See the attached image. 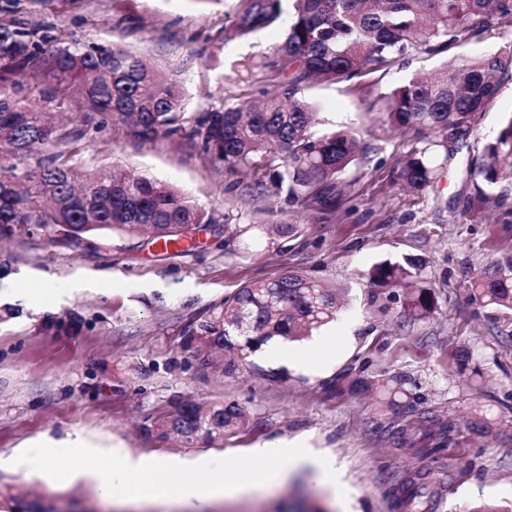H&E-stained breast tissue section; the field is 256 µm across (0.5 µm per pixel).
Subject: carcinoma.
I'll list each match as a JSON object with an SVG mask.
<instances>
[{"label":"carcinoma","instance_id":"cac0c4a2","mask_svg":"<svg viewBox=\"0 0 512 512\" xmlns=\"http://www.w3.org/2000/svg\"><path fill=\"white\" fill-rule=\"evenodd\" d=\"M229 29L237 37L285 26L282 44L245 65L259 86L252 100L219 99L186 111L184 81L160 76L141 55L118 43L73 38L61 42L22 15L18 0H0V238L18 230L77 250L98 235L151 241L184 238L214 214L174 186L110 167L88 171L74 182L71 157L61 151L120 127L130 142L159 138L192 143L215 168L262 174L292 201L318 193L336 198L339 176L369 150L359 132L340 129L315 135L313 106L303 95L311 83L352 82L385 71L410 51L445 52L467 36L512 18V0H237ZM512 74V46L479 56L458 55L440 76H419L384 96L389 123L413 127L419 139L397 177L417 194L426 191L468 145L479 115ZM62 81L47 86L41 104L20 96L24 80ZM512 174V115L494 140L467 161L465 179L474 189L468 212H481L489 190ZM414 263H383L371 273L377 284L397 281L408 291L409 312L430 310L427 287ZM487 306L512 312V256L490 261L472 286ZM336 290L297 271L239 288L186 329L187 347L203 356L231 352L232 374L257 371L253 356L273 338L297 340L336 317ZM387 406L406 403L403 379L382 385ZM247 414L232 401L174 398L151 423L160 439L171 435L186 447L224 439L245 426ZM433 481L402 489L405 506L419 512ZM0 512H33L0 490Z\"/></svg>","mask_w":512,"mask_h":512}]
</instances>
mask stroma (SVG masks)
<instances>
[{"label":"stroma","mask_w":512,"mask_h":512,"mask_svg":"<svg viewBox=\"0 0 512 512\" xmlns=\"http://www.w3.org/2000/svg\"><path fill=\"white\" fill-rule=\"evenodd\" d=\"M236 0H28L31 18L53 34L122 41L159 71L181 69L190 110L218 97L253 96L249 79L228 80L231 64L256 60L285 38L281 28L248 38L224 32ZM443 56L415 51L390 69L355 82L307 92L316 131L352 127L374 150L339 178L334 210L313 199L290 203L241 171L214 169L185 141L133 144L110 130L72 148L81 171L117 166L176 185L217 221L188 234L180 251H159L148 237H108L74 251L24 234L0 242V457L79 437L110 460L119 448L135 457L192 463L211 456L241 473L252 449L299 441L335 457L339 491L304 470L262 495L212 501L207 512H407L402 486L418 476L442 480L430 512H472L482 502L512 503V314L485 307L471 282L488 261L512 254V182L487 211L464 216L472 185L463 181L468 153H480L512 115V77L482 112L469 140L426 192L406 190L396 164L416 141L390 126L384 96L417 75H436ZM292 224L293 236L261 232ZM419 262L415 273L433 298L409 315L406 291L373 284L383 262ZM294 270L341 291L334 323L317 330L306 364L275 363L263 353L261 374L198 370L185 349V328L245 284ZM92 288H76L81 275ZM286 380L274 379V372ZM407 379L405 408L387 407L379 385ZM362 377L371 389L345 391ZM234 401L249 422L224 440L186 448L146 433L148 418L173 396ZM426 417L431 434L403 447L399 431ZM180 474L135 488L107 506L96 481H51L0 468V488L27 503L73 512H189L172 503Z\"/></svg>","instance_id":"1"}]
</instances>
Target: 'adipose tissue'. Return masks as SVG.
I'll list each match as a JSON object with an SVG mask.
<instances>
[{
    "instance_id": "obj_1",
    "label": "adipose tissue",
    "mask_w": 512,
    "mask_h": 512,
    "mask_svg": "<svg viewBox=\"0 0 512 512\" xmlns=\"http://www.w3.org/2000/svg\"><path fill=\"white\" fill-rule=\"evenodd\" d=\"M254 458L262 460L263 466L251 477L241 476L235 468L225 466L222 460L205 458L199 460L202 467L215 474L216 479L207 491H200L193 478L195 467H186L182 477L181 500L186 505L206 508L211 500L230 492L261 494L273 490L283 483L289 473L300 467L313 469L322 483L338 485L339 475L333 458L316 455L312 449L298 442H282L270 447L252 449ZM160 465L142 457H133L121 449H113L109 466H97L95 476L104 500H112L113 490L120 485L134 483L161 484Z\"/></svg>"
}]
</instances>
